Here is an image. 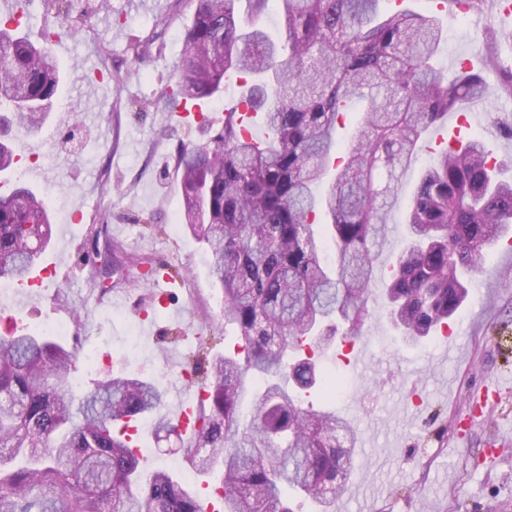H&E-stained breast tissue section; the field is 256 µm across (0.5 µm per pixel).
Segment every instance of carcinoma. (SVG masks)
Listing matches in <instances>:
<instances>
[{
	"label": "carcinoma",
	"mask_w": 512,
	"mask_h": 512,
	"mask_svg": "<svg viewBox=\"0 0 512 512\" xmlns=\"http://www.w3.org/2000/svg\"><path fill=\"white\" fill-rule=\"evenodd\" d=\"M64 28L37 46L16 30L30 0L0 18V138L35 135L61 83L51 45L79 33L72 0H44ZM382 0H277L283 33L245 25L236 0H198L185 26L186 54L157 103L174 113L215 101L224 77L243 74L240 100L261 115L263 138L230 112L209 142L181 148L180 221L211 258L234 346L203 354L189 373L203 389L196 428L178 434L194 473L219 471L210 500L221 512H295L290 497L336 512L357 430L334 410L303 406L333 380L300 370L359 337L387 242V216L406 165L430 127L486 98L478 71L449 81L435 66L442 28ZM367 103L346 141L338 130ZM0 196V280L32 272L53 233L46 199L25 187ZM407 240L390 264L385 315L405 345L448 326L466 288L462 269L512 229V181L480 136L432 156L406 205ZM334 260L320 258L326 239ZM313 336L327 337L318 344ZM75 353L37 331L0 322V512H203L197 488L166 469L142 476L128 428L153 419L155 437L176 431L160 382L114 375L75 394Z\"/></svg>",
	"instance_id": "1"
}]
</instances>
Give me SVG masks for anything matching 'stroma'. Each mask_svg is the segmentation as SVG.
Returning a JSON list of instances; mask_svg holds the SVG:
<instances>
[{"mask_svg": "<svg viewBox=\"0 0 512 512\" xmlns=\"http://www.w3.org/2000/svg\"><path fill=\"white\" fill-rule=\"evenodd\" d=\"M145 2L107 0L87 10L78 35L53 45L62 90L39 137L20 134L12 142L17 155H42L26 179L60 203L52 211L59 234L48 249L57 260V276L53 285L28 295H0V311L30 331L48 317L75 322L68 345L80 354L96 350L99 357L92 369L75 363L87 388L116 372L175 382L195 362L199 342L220 352L234 336L224 325L223 293L212 285L206 249L179 226L182 198L174 156L183 142H208L212 132L174 124L152 104L160 82L179 71L184 27L196 0H160L154 10ZM407 4L439 15L443 69L453 70L454 59L467 55L479 69L496 61L487 73L489 83H496L498 69L512 70V24L503 25L494 0L466 16L438 11L434 0ZM489 27L501 31V38L486 40ZM151 35L157 38L152 52L134 58L131 39ZM472 108L484 113L486 122L469 126V133L485 137L498 160H512V138L499 131L501 120L512 118V98L493 94ZM433 145L423 136L404 173L388 217L390 252L402 245L405 205ZM96 229L117 237L127 253L179 267L182 276L173 281L168 299L153 302L151 286L128 281L122 271L109 286L93 285ZM466 281L468 296L449 323L451 334L464 342L461 359L445 356L440 335L415 348L402 345L379 300L369 301L371 316L354 345L321 357L323 370L347 384L334 407L360 429L337 512H487L493 502L498 512H512V442H490L501 419H512V395L488 407L471 429L460 426L468 399L480 398L485 379L496 371L512 372V252L487 249L481 270ZM203 309L212 316L210 325L198 322ZM356 349L365 355V365L356 364ZM139 428L143 471L166 467L201 485V477L185 466L176 439H155L147 419Z\"/></svg>", "mask_w": 512, "mask_h": 512, "instance_id": "obj_1", "label": "stroma"}]
</instances>
